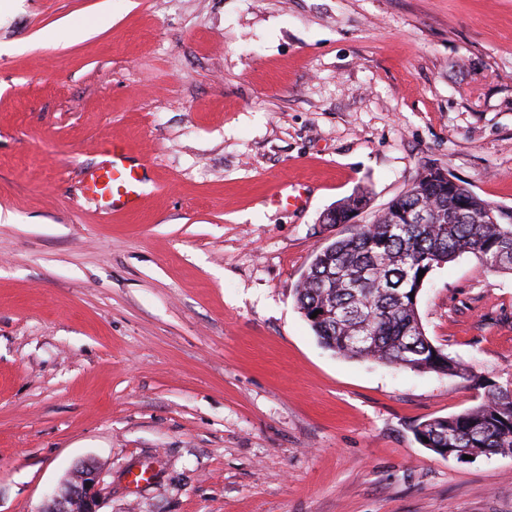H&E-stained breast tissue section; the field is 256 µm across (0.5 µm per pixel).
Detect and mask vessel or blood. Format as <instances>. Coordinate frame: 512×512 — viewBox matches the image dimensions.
Segmentation results:
<instances>
[{"label":"vessel or blood","instance_id":"vessel-or-blood-1","mask_svg":"<svg viewBox=\"0 0 512 512\" xmlns=\"http://www.w3.org/2000/svg\"><path fill=\"white\" fill-rule=\"evenodd\" d=\"M148 186L140 166L129 162L123 148L113 147L111 160L91 171L84 194L104 200L115 212L132 213Z\"/></svg>","mask_w":512,"mask_h":512}]
</instances>
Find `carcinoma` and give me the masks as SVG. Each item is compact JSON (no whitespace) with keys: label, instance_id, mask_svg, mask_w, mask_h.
<instances>
[{"label":"carcinoma","instance_id":"carcinoma-1","mask_svg":"<svg viewBox=\"0 0 512 512\" xmlns=\"http://www.w3.org/2000/svg\"><path fill=\"white\" fill-rule=\"evenodd\" d=\"M425 172L427 177L395 196L371 223L357 224L349 235L318 248L296 300L320 342L343 357L468 380L471 370L425 334L417 309L424 280L418 273L427 276L471 253L487 269L512 274V259L503 261L512 256V217L481 223L488 201L454 175ZM368 202L358 191L324 222L346 224ZM421 211L428 213V223H408L406 217ZM414 435L438 455L447 448L462 455L512 454V386L487 381L478 404L422 421Z\"/></svg>","mask_w":512,"mask_h":512}]
</instances>
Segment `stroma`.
Wrapping results in <instances>:
<instances>
[{
	"mask_svg": "<svg viewBox=\"0 0 512 512\" xmlns=\"http://www.w3.org/2000/svg\"><path fill=\"white\" fill-rule=\"evenodd\" d=\"M147 161L132 216L82 191ZM512 210V0H0V512H512V454L414 427L512 383V274L434 269L466 381L324 347L295 289L425 165ZM299 209L267 204L277 183ZM101 486L97 468L91 464L81 465L52 494L48 506L40 512H100Z\"/></svg>",
	"mask_w": 512,
	"mask_h": 512,
	"instance_id": "35a3bbf8",
	"label": "stroma"
}]
</instances>
